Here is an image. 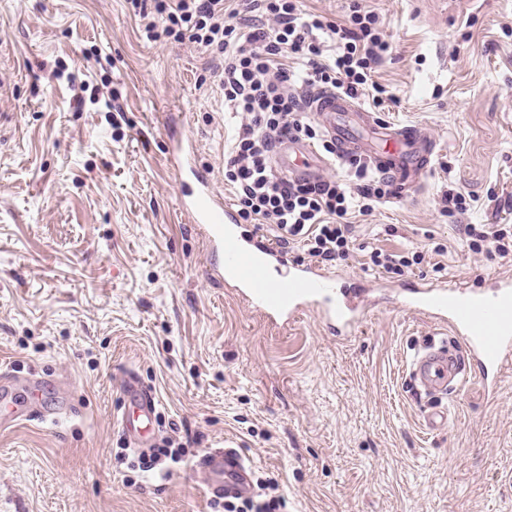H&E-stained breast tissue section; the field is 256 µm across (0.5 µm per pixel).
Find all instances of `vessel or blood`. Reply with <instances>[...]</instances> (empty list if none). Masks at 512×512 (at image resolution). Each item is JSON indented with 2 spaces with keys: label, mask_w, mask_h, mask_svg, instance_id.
I'll use <instances>...</instances> for the list:
<instances>
[{
  "label": "vessel or blood",
  "mask_w": 512,
  "mask_h": 512,
  "mask_svg": "<svg viewBox=\"0 0 512 512\" xmlns=\"http://www.w3.org/2000/svg\"><path fill=\"white\" fill-rule=\"evenodd\" d=\"M312 118L343 155H363L394 186L395 198L411 194L429 171L436 143L421 129L398 127L362 109L351 98L335 93L314 94L309 102ZM197 142L186 133L173 134L166 146L167 161L181 182L179 208L195 224L213 255L206 274L215 288H231L253 311L275 324L295 322L314 310L331 333L351 340L371 304L365 288L350 284L343 275L307 263L292 264L286 278L271 276L285 259L282 248L263 235L245 239L238 232L239 216L218 192L209 173L197 167ZM278 170L299 179L314 180L327 168V160L311 143L281 139L274 152ZM395 298L402 307L446 325L453 345L428 344L408 366L416 396L431 399L423 414L428 432L447 429L449 411L438 398L461 388L469 379L466 365L479 370L477 382L488 398L501 390L499 376L512 369V281L448 283L422 281L399 288ZM124 393L130 400L122 423L136 447L156 420L158 401L152 389L129 379ZM69 402L48 409L35 399L17 408L0 403V428L14 427L32 417L47 419L69 412ZM198 469L206 478L212 498L249 491L248 466L236 449L203 455Z\"/></svg>",
  "instance_id": "obj_1"
}]
</instances>
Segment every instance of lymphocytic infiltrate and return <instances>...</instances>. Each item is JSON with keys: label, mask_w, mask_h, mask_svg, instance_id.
<instances>
[{"label": "lymphocytic infiltrate", "mask_w": 512, "mask_h": 512, "mask_svg": "<svg viewBox=\"0 0 512 512\" xmlns=\"http://www.w3.org/2000/svg\"><path fill=\"white\" fill-rule=\"evenodd\" d=\"M227 0H154L156 22L176 42L187 41L221 56L216 75L224 108L241 121L224 155V178L235 191L240 219L265 227L279 246L303 242L310 256L325 262L350 252L344 217L368 213L390 193V184L358 157H341L311 121L306 95L332 90L353 99L385 101L372 78L390 54L378 14L353 8L347 23L307 14L301 0H253L255 16L241 23ZM297 136L316 144L341 177L300 181L272 163L277 142ZM473 253L512 255L511 224H468Z\"/></svg>", "instance_id": "f902f5d3"}]
</instances>
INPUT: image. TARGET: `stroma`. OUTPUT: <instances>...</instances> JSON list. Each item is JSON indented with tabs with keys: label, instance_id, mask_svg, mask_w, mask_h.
Instances as JSON below:
<instances>
[{
	"label": "stroma",
	"instance_id": "stroma-1",
	"mask_svg": "<svg viewBox=\"0 0 512 512\" xmlns=\"http://www.w3.org/2000/svg\"><path fill=\"white\" fill-rule=\"evenodd\" d=\"M379 15L392 54L373 78L376 114L435 140L411 196L346 222V259L367 288L390 281L369 252L418 251L399 283L512 277L476 254L465 224H512V0H303L346 22ZM126 0H0V365L69 384L73 412L0 430V512H214L194 468L231 446L282 512H512V371L497 398L471 383L432 434L408 387L414 350L446 338L388 299L357 336L315 312L274 330L229 288L179 213L167 132L198 142L226 198L237 124L196 45L150 38ZM115 99L117 111L105 102ZM474 195L442 211L447 188ZM158 400L159 437L184 444L164 471L134 468L118 418L129 375Z\"/></svg>",
	"mask_w": 512,
	"mask_h": 512
}]
</instances>
